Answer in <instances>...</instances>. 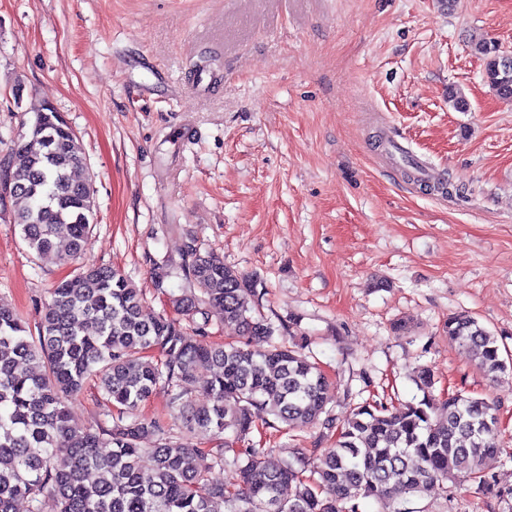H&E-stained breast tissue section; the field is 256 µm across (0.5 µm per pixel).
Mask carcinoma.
Here are the masks:
<instances>
[{
    "instance_id": "obj_1",
    "label": "carcinoma",
    "mask_w": 512,
    "mask_h": 512,
    "mask_svg": "<svg viewBox=\"0 0 512 512\" xmlns=\"http://www.w3.org/2000/svg\"><path fill=\"white\" fill-rule=\"evenodd\" d=\"M473 51L491 89L511 101L512 53L487 39ZM85 166L78 137L47 105L11 141L0 173L12 223L31 252L61 244L60 260L72 264L86 250L96 190L92 178L74 177ZM181 257L187 288L171 295L174 316L144 315L142 290L104 265H80L58 281L35 331L0 301V512H15L20 499L30 512H358L360 499L422 495L458 474L482 492L494 487L484 473L486 459L501 453L492 404L463 391L434 398L433 374L422 367L419 401L366 402L341 420L327 408L330 385L318 364L274 341L257 279L193 235ZM226 323L237 327L235 339L202 343ZM445 332L486 376L512 369L470 312L448 317ZM201 368L210 378L199 390ZM92 376L115 408L111 424L76 427L65 398ZM159 387L168 414L180 421L178 435L138 413ZM256 410L292 431L318 426L333 448L313 466L298 450L276 456L246 443ZM228 429L241 446L205 450L188 441ZM147 437L155 447H140ZM227 463L238 471L233 489L209 478L210 467ZM286 486L293 488L288 497Z\"/></svg>"
}]
</instances>
